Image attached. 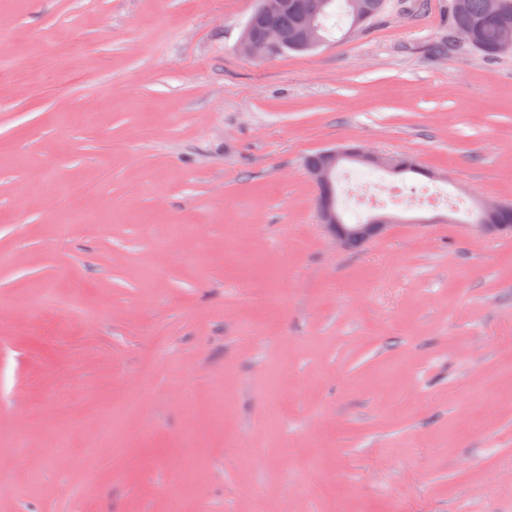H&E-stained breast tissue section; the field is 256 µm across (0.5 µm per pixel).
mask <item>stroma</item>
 <instances>
[{
  "instance_id": "obj_1",
  "label": "stroma",
  "mask_w": 512,
  "mask_h": 512,
  "mask_svg": "<svg viewBox=\"0 0 512 512\" xmlns=\"http://www.w3.org/2000/svg\"><path fill=\"white\" fill-rule=\"evenodd\" d=\"M425 2L259 58L257 0H0V512H169L185 448L182 512H512V236L404 204L344 249L304 167L356 141L512 204V54Z\"/></svg>"
}]
</instances>
